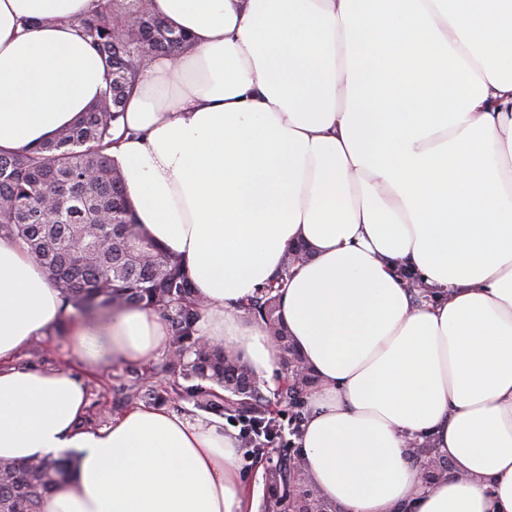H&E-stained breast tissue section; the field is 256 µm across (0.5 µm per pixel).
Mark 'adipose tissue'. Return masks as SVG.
Segmentation results:
<instances>
[{
  "label": "adipose tissue",
  "mask_w": 512,
  "mask_h": 512,
  "mask_svg": "<svg viewBox=\"0 0 512 512\" xmlns=\"http://www.w3.org/2000/svg\"><path fill=\"white\" fill-rule=\"evenodd\" d=\"M89 0H0V148L106 87ZM191 37L154 58L112 149L142 227L204 305L195 334L271 381L240 311L305 242L280 315L316 384L300 464L343 512H512V0H152ZM67 312L0 237V459L78 453L43 512H244L223 423L137 405L97 430L69 371L15 365ZM73 356L154 360L145 305L69 327ZM430 442L453 465L424 483Z\"/></svg>",
  "instance_id": "adipose-tissue-1"
}]
</instances>
